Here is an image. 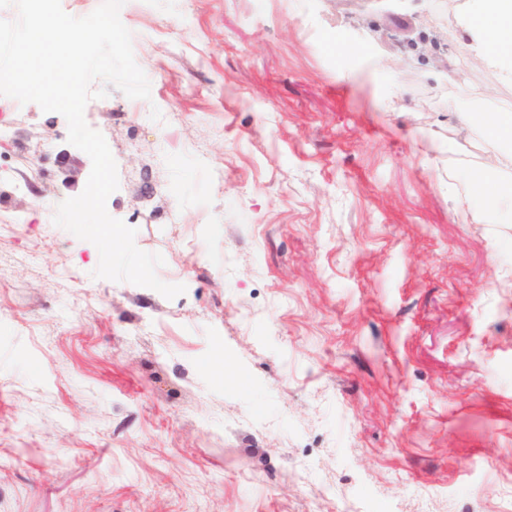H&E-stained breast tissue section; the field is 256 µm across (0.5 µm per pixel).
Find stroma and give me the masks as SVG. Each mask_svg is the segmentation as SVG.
<instances>
[{"instance_id":"obj_1","label":"stroma","mask_w":512,"mask_h":512,"mask_svg":"<svg viewBox=\"0 0 512 512\" xmlns=\"http://www.w3.org/2000/svg\"><path fill=\"white\" fill-rule=\"evenodd\" d=\"M471 12L126 0L151 98L84 117L171 300L93 278L53 222L89 156L0 96V512H512V166L457 119L512 82L462 67Z\"/></svg>"}]
</instances>
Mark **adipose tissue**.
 I'll return each mask as SVG.
<instances>
[{"mask_svg":"<svg viewBox=\"0 0 512 512\" xmlns=\"http://www.w3.org/2000/svg\"><path fill=\"white\" fill-rule=\"evenodd\" d=\"M474 14L476 40L484 57L505 79L512 81V0H481ZM467 120L476 129L509 148L495 159L496 164L512 162V113H472Z\"/></svg>","mask_w":512,"mask_h":512,"instance_id":"adipose-tissue-1","label":"adipose tissue"}]
</instances>
